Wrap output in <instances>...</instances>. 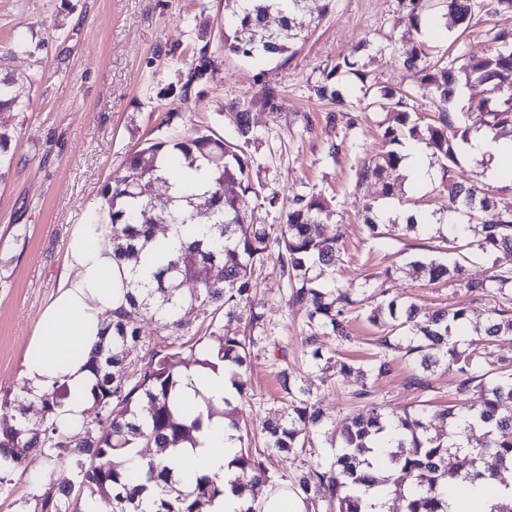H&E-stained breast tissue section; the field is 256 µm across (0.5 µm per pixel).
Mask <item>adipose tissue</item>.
<instances>
[{
    "label": "adipose tissue",
    "instance_id": "ef3b65f1",
    "mask_svg": "<svg viewBox=\"0 0 512 512\" xmlns=\"http://www.w3.org/2000/svg\"><path fill=\"white\" fill-rule=\"evenodd\" d=\"M462 152L468 158L486 160V179L497 181L512 162V140H496L478 132L463 143ZM72 260L76 273L65 277L62 291L23 363V373L38 392L57 381L67 383L73 395L68 419L74 422L80 417L82 397L90 383L82 353L96 341L101 316L112 306L113 275L112 260L103 248L85 246L83 240H76ZM185 382L182 411L189 416L204 411L205 400L221 401L230 389L220 370L205 382L193 376L186 377ZM232 436L223 419L215 418L205 422L197 436L198 447L182 452L185 463L223 478L224 494L215 500L212 512H245L250 506L255 512H308L303 496L283 486L250 499L234 481L236 448ZM511 500L512 483L492 478L466 481L449 495L448 512H495L499 504Z\"/></svg>",
    "mask_w": 512,
    "mask_h": 512
}]
</instances>
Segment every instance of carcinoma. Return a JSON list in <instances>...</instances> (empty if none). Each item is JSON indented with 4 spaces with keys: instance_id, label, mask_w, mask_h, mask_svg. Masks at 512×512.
Wrapping results in <instances>:
<instances>
[{
    "instance_id": "1",
    "label": "carcinoma",
    "mask_w": 512,
    "mask_h": 512,
    "mask_svg": "<svg viewBox=\"0 0 512 512\" xmlns=\"http://www.w3.org/2000/svg\"><path fill=\"white\" fill-rule=\"evenodd\" d=\"M276 2L224 0L229 23L220 50L255 62L294 54V47L305 39L301 18L307 0H291L293 11L288 13ZM445 3L449 29L467 30L480 8L479 0ZM271 13L279 17L273 30L267 27ZM493 40L501 44L494 54L472 57L458 68L452 61L445 67L428 62L417 45L396 49L399 61L431 90L438 115L422 125L407 96L384 92L396 98L393 124L384 132L386 150L359 168L358 183L374 182L380 197L401 204L403 193L386 174L404 159V140H420L455 165L459 145L474 130L512 139V52L507 48L512 32L499 29ZM208 68L205 59L191 64L184 88L206 78ZM470 82L486 85L488 95L457 112L459 90ZM14 84L11 77L0 78V110L15 105ZM249 106L228 105L236 141L201 130L151 141L130 156L102 190L99 215L89 224L88 237L93 243L103 241L111 251L122 296L104 313L99 340L87 354L92 381L81 418L74 424L64 420L70 401L64 382L34 395L43 411L35 426L27 419L25 403L0 399V410L10 413L9 420L0 423V484L33 455L42 459L50 477L32 512H92L99 498L112 500V512H210L224 494V479L189 468L178 471L166 460L178 448L197 446L195 434L205 418L222 417L238 430L233 402L226 397L219 409L206 399V415L185 418L177 410L181 378L191 369L215 371L221 364L241 396L252 360L270 351L283 365L279 380L284 408L264 423V448L254 447L248 433L234 436L239 483L255 489L289 484L314 512H364L363 494L376 486L386 487L391 496L390 512H447L444 497L460 474L496 478L501 469L512 466V363L503 359L498 368L482 365L486 345L512 335V306L493 308L486 323L474 328L475 337L462 341L456 330L468 321L465 308L424 312L383 290V302L369 316L382 330L374 359L364 367L337 350H324L326 337L339 346L352 339L350 313L358 300L336 280H326L340 262L341 248L319 220L327 207L324 197H294L278 226L248 222V198L257 199L260 193L250 181L244 151L254 139ZM174 158L191 174L207 173L208 182L201 187L187 177L178 197L185 208H158L151 187L167 181L165 171ZM229 184L238 185L239 193L228 194ZM448 197L450 211L465 220L464 230L426 249L452 253L471 247L493 259L494 271L484 280H468L461 262L449 266L430 256L410 262L414 273L432 284L457 279L478 297L493 283L500 289L512 285V267L499 264L500 258L512 257V209L498 207L486 189L463 181L448 184ZM475 211L483 213L479 223L472 222ZM196 216L208 218L204 233L181 240L175 252L161 259L149 250L157 240L158 225L177 229ZM271 260L289 286L287 301L305 310L302 345L310 364L333 377L354 374L361 380L351 398L363 408L349 418L339 440L330 442L332 459H303L290 476L276 474L273 456L306 454L314 438L329 434L331 417L289 371L287 351L271 336L265 314L249 303L255 272ZM208 265L215 266L211 279L185 291L197 269ZM145 316L157 319L172 336L166 348L159 350L142 336L139 318ZM395 352L411 361L406 384L420 393L430 390L433 368L449 361L457 372L455 403L441 408L420 404L401 414L386 411L375 401L368 380L391 375ZM467 414L483 424L481 434L472 425L432 433L436 423L450 424ZM136 448H153L155 453L143 466L131 467L128 457ZM450 457L455 459L452 468ZM151 486L155 493L145 506L143 495Z\"/></svg>"
}]
</instances>
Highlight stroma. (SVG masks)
Masks as SVG:
<instances>
[{
    "mask_svg": "<svg viewBox=\"0 0 512 512\" xmlns=\"http://www.w3.org/2000/svg\"><path fill=\"white\" fill-rule=\"evenodd\" d=\"M421 24L407 18V0H310L303 18L306 38L292 57L258 64L218 51L224 28V0H0V73L14 76L21 109L0 112V126L12 141L13 162L0 172V397L25 395L24 359L46 310L70 268L75 237L85 233L101 206V190L113 172L140 150L145 140L166 138L189 127L208 128L232 141L234 125L225 105L260 97L265 84L279 86L278 107L252 109L257 139L246 149L250 178L262 187L263 202H250L252 223L279 224L298 194L322 195L332 204L324 223L342 248L337 283L352 287L358 306L352 313L353 341L348 357L368 363L375 351L377 326L368 316L377 304L370 289H385L424 309L467 308L472 324L484 323L501 304L497 290L474 298L461 282L422 285L409 266L420 245L438 241L439 223L408 233L404 221L384 224L372 238L363 222L365 203L378 185L356 183V171L384 151L383 133L391 125V105L382 88L412 89L413 110L432 115L430 94L396 57L401 44H424L430 61L445 58L465 64L493 47L491 25L477 12L470 28L452 39L444 28L441 0H421ZM357 60L360 75L335 82L346 100L342 111L317 100L323 82L342 57ZM207 59L212 75L183 91L190 63ZM178 118L167 121V113ZM341 142L329 157L328 140ZM433 178L408 180L402 169L388 179L401 188L406 210L429 215L448 210L442 162L430 157ZM250 303L264 312L272 334L288 351V361L335 426L358 410L350 396L356 378H326L305 361L300 345L303 313L288 305L277 267L266 265L252 283ZM278 366L269 355L253 362L251 384L238 403L240 427L259 430L280 405ZM407 359L395 358L390 377L374 385L386 409L401 410L426 400L447 404L455 372L437 367L426 393L405 384ZM47 476L40 458L15 472L0 488V512H27Z\"/></svg>",
    "mask_w": 512,
    "mask_h": 512,
    "instance_id": "1",
    "label": "stroma"
}]
</instances>
